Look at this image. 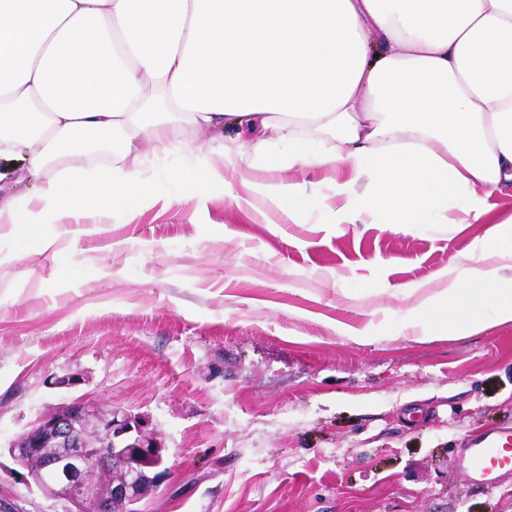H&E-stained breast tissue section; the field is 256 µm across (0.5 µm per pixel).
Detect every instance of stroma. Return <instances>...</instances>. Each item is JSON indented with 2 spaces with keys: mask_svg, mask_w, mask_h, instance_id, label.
<instances>
[{
  "mask_svg": "<svg viewBox=\"0 0 512 512\" xmlns=\"http://www.w3.org/2000/svg\"><path fill=\"white\" fill-rule=\"evenodd\" d=\"M152 159L157 203L132 222L27 256L0 236V512H70L7 446L85 397L148 419L172 473L142 512H512L458 464L470 438L512 428V323L456 339L398 336L451 255L487 227L337 224L333 173L308 184L307 223L202 188L209 134L181 122ZM232 230L224 240L223 230ZM376 327L369 341L341 324ZM77 378L69 389L54 378Z\"/></svg>",
  "mask_w": 512,
  "mask_h": 512,
  "instance_id": "stroma-1",
  "label": "stroma"
}]
</instances>
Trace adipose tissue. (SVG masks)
Returning a JSON list of instances; mask_svg holds the SVG:
<instances>
[{
	"mask_svg": "<svg viewBox=\"0 0 512 512\" xmlns=\"http://www.w3.org/2000/svg\"><path fill=\"white\" fill-rule=\"evenodd\" d=\"M0 161L43 175L35 208L0 203V225L51 249L45 225L151 199L141 145L166 147L173 120L258 128L203 161L335 172L340 224L425 223L460 194L484 222L512 196V0H0ZM40 111H28L31 102ZM106 162L71 165L90 144ZM225 187L303 224L305 184ZM448 284L397 333L470 336L512 322V214L451 259Z\"/></svg>",
	"mask_w": 512,
	"mask_h": 512,
	"instance_id": "adipose-tissue-1",
	"label": "adipose tissue"
}]
</instances>
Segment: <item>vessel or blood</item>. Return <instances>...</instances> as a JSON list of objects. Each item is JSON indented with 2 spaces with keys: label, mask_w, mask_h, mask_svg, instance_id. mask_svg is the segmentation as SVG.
<instances>
[{
  "label": "vessel or blood",
  "mask_w": 512,
  "mask_h": 512,
  "mask_svg": "<svg viewBox=\"0 0 512 512\" xmlns=\"http://www.w3.org/2000/svg\"><path fill=\"white\" fill-rule=\"evenodd\" d=\"M459 462L474 483L494 489L504 475L512 472V429L472 440L463 448Z\"/></svg>",
  "instance_id": "obj_1"
}]
</instances>
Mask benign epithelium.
Returning <instances> with one entry per match:
<instances>
[{"mask_svg":"<svg viewBox=\"0 0 512 512\" xmlns=\"http://www.w3.org/2000/svg\"><path fill=\"white\" fill-rule=\"evenodd\" d=\"M145 428L139 416L76 398L16 436L10 453L28 468L39 449H61L29 475L39 489L70 502L72 512H139L135 505L170 474L164 446Z\"/></svg>","mask_w":512,"mask_h":512,"instance_id":"7a95c632","label":"benign epithelium"}]
</instances>
